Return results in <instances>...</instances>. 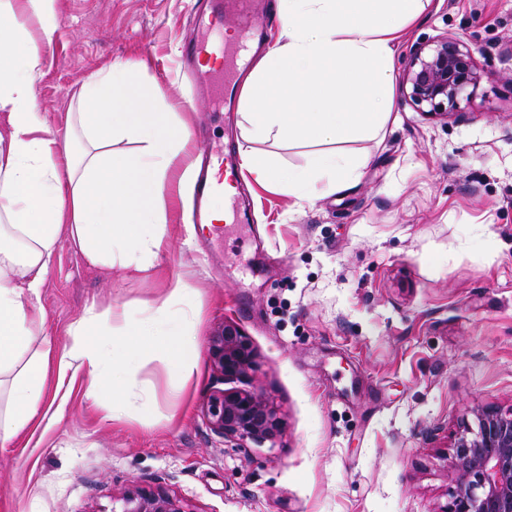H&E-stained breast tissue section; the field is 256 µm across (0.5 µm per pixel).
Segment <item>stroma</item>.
Instances as JSON below:
<instances>
[{"instance_id":"1","label":"stroma","mask_w":512,"mask_h":512,"mask_svg":"<svg viewBox=\"0 0 512 512\" xmlns=\"http://www.w3.org/2000/svg\"><path fill=\"white\" fill-rule=\"evenodd\" d=\"M200 0H58L35 99L64 121L83 80L137 63L135 79L192 149L242 144L240 98L190 99L178 52ZM460 39L484 71L458 115L431 120L404 94L417 44ZM353 187L300 201L238 181L242 220L195 224L181 169L164 199L166 247L146 273L88 264L60 237L43 288L44 332L68 345L90 303L129 312L177 278L197 292L192 373L144 360L138 395L109 419L110 386L49 371L41 409L0 447V512H110L113 494L162 487L194 512H444L447 450L478 408L512 409V0H431L394 59L380 136L346 143ZM251 340L241 388L283 422L275 441L223 438L207 402L225 383L209 358L224 323Z\"/></svg>"}]
</instances>
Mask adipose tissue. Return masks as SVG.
Segmentation results:
<instances>
[{"label": "adipose tissue", "mask_w": 512, "mask_h": 512, "mask_svg": "<svg viewBox=\"0 0 512 512\" xmlns=\"http://www.w3.org/2000/svg\"><path fill=\"white\" fill-rule=\"evenodd\" d=\"M57 0H0V42L24 44L0 56V446L39 413L49 364L59 376L83 372L89 393L112 387V413L129 403L127 375L142 359L184 373L198 361L191 290L177 282L160 302L145 305L144 319L121 344L112 339V311L87 306L56 350L39 341L46 274L60 235H67L94 265L119 257L126 270H147L166 234L162 201L167 173L187 137L173 126L126 68L110 66L82 84L73 112L57 125L37 108L33 87L42 73L37 47L25 26L41 22L40 39L56 33ZM425 0H277L282 31L242 85L248 139L278 144L307 142L316 149L305 167L274 176L261 155L240 148L241 167L259 184H275L303 200L358 178L346 142L377 136L390 116L394 44L418 20ZM129 151H115L121 141Z\"/></svg>", "instance_id": "obj_1"}]
</instances>
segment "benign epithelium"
Segmentation results:
<instances>
[{
	"mask_svg": "<svg viewBox=\"0 0 512 512\" xmlns=\"http://www.w3.org/2000/svg\"><path fill=\"white\" fill-rule=\"evenodd\" d=\"M483 72L472 52L447 35L413 49L405 71V96L419 112L447 118L460 112V101L479 87ZM209 356L223 380L252 369L255 351L237 325L226 323L212 336ZM212 429L225 438L255 443L275 440L282 421L262 396L221 390L207 404ZM447 452L452 476L451 506L443 512H512V409L474 410ZM112 512H194L183 499L164 490H126L112 496Z\"/></svg>",
	"mask_w": 512,
	"mask_h": 512,
	"instance_id": "1",
	"label": "benign epithelium"
}]
</instances>
